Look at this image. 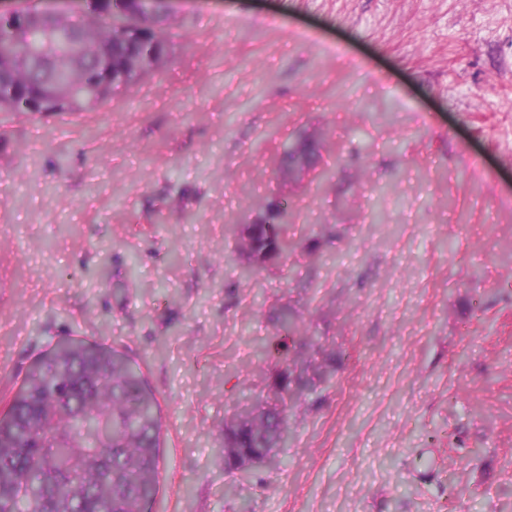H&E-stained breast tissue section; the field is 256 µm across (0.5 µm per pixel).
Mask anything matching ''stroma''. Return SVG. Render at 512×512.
I'll use <instances>...</instances> for the list:
<instances>
[{"label":"stroma","mask_w":512,"mask_h":512,"mask_svg":"<svg viewBox=\"0 0 512 512\" xmlns=\"http://www.w3.org/2000/svg\"><path fill=\"white\" fill-rule=\"evenodd\" d=\"M168 38L105 105L0 112V410L98 341L160 402L146 512H512V0H186ZM273 198L293 247L247 262ZM284 311L323 374L241 474Z\"/></svg>","instance_id":"1"}]
</instances>
